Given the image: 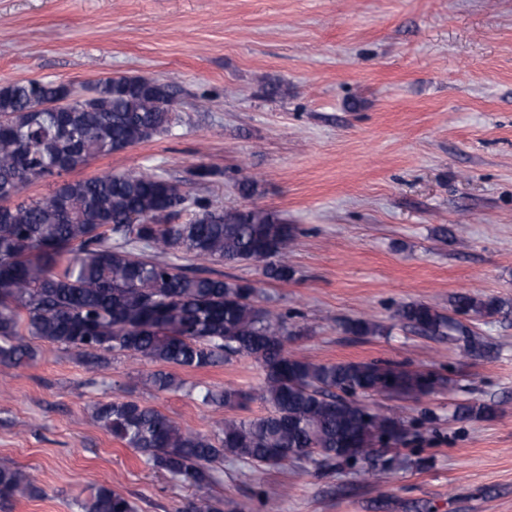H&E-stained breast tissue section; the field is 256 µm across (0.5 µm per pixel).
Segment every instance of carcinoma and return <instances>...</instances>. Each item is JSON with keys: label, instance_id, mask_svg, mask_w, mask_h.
<instances>
[{"label": "carcinoma", "instance_id": "obj_1", "mask_svg": "<svg viewBox=\"0 0 512 512\" xmlns=\"http://www.w3.org/2000/svg\"><path fill=\"white\" fill-rule=\"evenodd\" d=\"M68 96L67 85L28 79L0 85V365L21 366L35 352L21 335L88 356L98 366L127 355L195 371L246 356L263 371L261 385L242 390L186 385L159 370V391H183L206 405L266 411L226 419L212 434L183 428L132 398L95 401L92 419L155 470L194 491L186 512H224L213 494L217 465L237 460L255 469L313 461L330 466L380 452L382 434L407 441L403 422L368 414L359 397L418 400L445 385L432 374L376 361L315 363L288 352L287 315L261 303L248 282L175 263L193 255L214 263H258L275 280L294 270L288 251L297 228L260 207L216 209L206 197L188 200L156 168L64 180L47 196L25 197L37 180L60 177L100 156L168 133L180 120L176 89L157 78L99 79L59 112H37L42 102ZM187 218H182V215ZM507 304L460 295L456 311L495 317ZM398 316L418 333L457 336L473 355L483 343L467 325L423 303ZM356 336L374 335L368 319L347 322ZM37 492L22 467H0V498ZM80 512H136L125 494L94 488Z\"/></svg>", "mask_w": 512, "mask_h": 512}]
</instances>
